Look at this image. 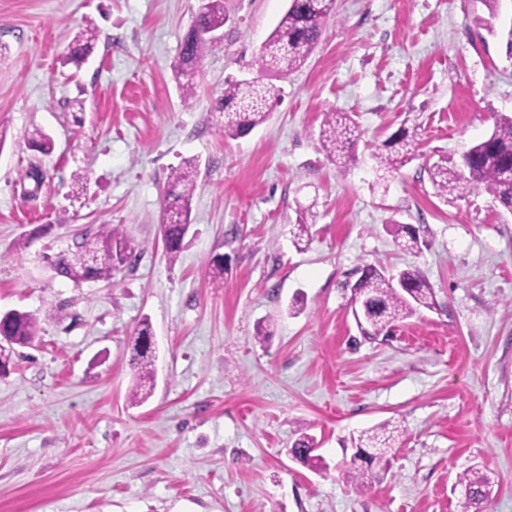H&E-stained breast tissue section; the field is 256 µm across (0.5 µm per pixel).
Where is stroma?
Listing matches in <instances>:
<instances>
[{"label": "stroma", "instance_id": "1", "mask_svg": "<svg viewBox=\"0 0 512 512\" xmlns=\"http://www.w3.org/2000/svg\"><path fill=\"white\" fill-rule=\"evenodd\" d=\"M287 5L224 0V36L185 97L172 65L199 0H0V311L39 323L0 379V512H460L455 484L474 468L492 482L483 512H512V215L484 192L441 196L429 176L512 115V0L494 17L482 0H335L270 118L224 137V82L257 77ZM89 23L92 56L64 64ZM333 109L361 131L345 172L318 140ZM407 120L419 154L379 179L370 150ZM38 129L51 154L29 147ZM189 159L192 226L172 261L160 216ZM34 165L46 180L27 201ZM396 222L426 246L399 247ZM102 224L123 226L138 263L58 276L49 257ZM369 264L420 268L434 307L364 339L349 285ZM144 320L156 378L138 406ZM388 420L401 425L388 472L348 481L358 437ZM306 436L326 470L291 459Z\"/></svg>", "mask_w": 512, "mask_h": 512}]
</instances>
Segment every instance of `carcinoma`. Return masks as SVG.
Returning a JSON list of instances; mask_svg holds the SVG:
<instances>
[{"label":"carcinoma","mask_w":512,"mask_h":512,"mask_svg":"<svg viewBox=\"0 0 512 512\" xmlns=\"http://www.w3.org/2000/svg\"><path fill=\"white\" fill-rule=\"evenodd\" d=\"M335 0H290V4L273 31L262 45L257 67L264 75L283 80L298 71L316 47L324 26L333 16ZM226 14L224 0H201L195 19L200 34L184 36L173 66L174 77L184 95L194 89L192 83L210 39L203 33L224 29ZM96 30L89 27L72 41L71 53L86 57L94 49ZM282 94V88L272 82L257 83L232 77L225 81L224 99L220 104L219 129L224 136L235 138L249 134L263 124L269 110ZM360 139L357 123L346 112L325 113L319 133L321 149L336 168L343 172L356 160ZM29 143L42 153L53 151V139L35 131ZM419 155L416 132L401 126L372 153L377 170L397 172ZM433 185L442 196L465 197L485 192L506 211L512 213V116H499L492 131L471 145L461 155L460 168L434 164L430 170ZM197 165L188 160L174 169L161 215L163 237L167 240L168 259L175 260L184 247L185 233L191 225L192 199L196 189ZM400 246L405 250H419L425 244L419 230L411 224H399L395 230ZM138 246L118 226H101L92 234L84 233L74 248L50 260L57 274L75 283L88 279H110L130 261H138ZM350 303L359 306L366 328L364 334L374 339L389 326L431 307L434 291L426 277L417 268H407L395 276L383 269L367 266L351 286ZM38 335V322L33 315L10 310L0 313V336L9 341L6 359H11L14 346H27ZM153 336L149 322L140 323L135 339L134 371L138 384L131 392L136 404L144 402L148 393L142 391L153 381V352L146 341ZM398 427L386 421L358 438L357 450L351 456L344 475L353 483H363L375 469L385 470L388 449L395 440ZM289 454L302 465L314 471L326 467L323 458L314 453L313 440L306 437L289 449ZM457 485L463 490L461 512L477 509L490 493V478L475 469L459 475Z\"/></svg>","instance_id":"carcinoma-1"}]
</instances>
